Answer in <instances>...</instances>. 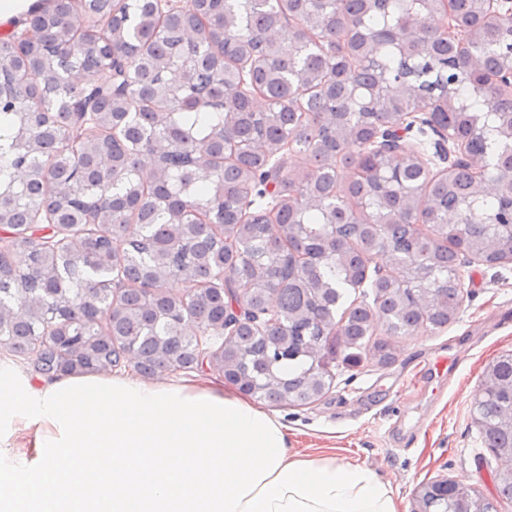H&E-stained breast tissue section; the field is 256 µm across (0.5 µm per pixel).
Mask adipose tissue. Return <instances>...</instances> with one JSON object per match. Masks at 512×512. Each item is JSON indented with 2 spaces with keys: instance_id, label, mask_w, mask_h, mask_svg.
<instances>
[{
  "instance_id": "ef3b65f1",
  "label": "adipose tissue",
  "mask_w": 512,
  "mask_h": 512,
  "mask_svg": "<svg viewBox=\"0 0 512 512\" xmlns=\"http://www.w3.org/2000/svg\"><path fill=\"white\" fill-rule=\"evenodd\" d=\"M0 512H398L216 379L30 378L0 360Z\"/></svg>"
}]
</instances>
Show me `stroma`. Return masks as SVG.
I'll return each mask as SVG.
<instances>
[{"instance_id":"obj_1","label":"stroma","mask_w":512,"mask_h":512,"mask_svg":"<svg viewBox=\"0 0 512 512\" xmlns=\"http://www.w3.org/2000/svg\"><path fill=\"white\" fill-rule=\"evenodd\" d=\"M461 290L455 323H426L398 337L385 363L376 350L385 332L375 329L335 367L321 398L267 403L287 425L293 449L368 468L390 481L400 512H411L423 483L443 477L496 497L498 461L472 420V403L487 364L512 351V263L463 265ZM441 359L445 370L434 372Z\"/></svg>"}]
</instances>
